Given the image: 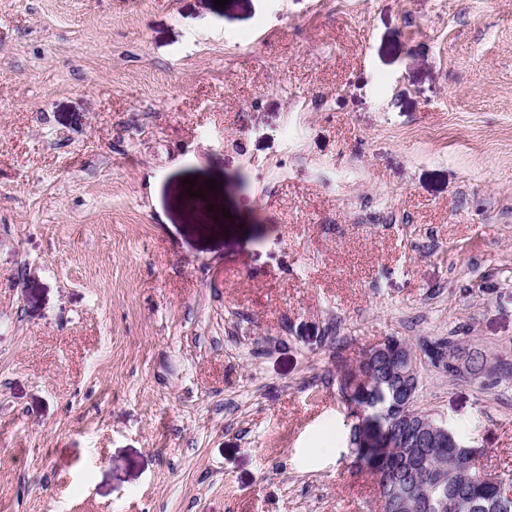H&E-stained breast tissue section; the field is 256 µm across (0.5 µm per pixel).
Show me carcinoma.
I'll list each match as a JSON object with an SVG mask.
<instances>
[{
    "label": "carcinoma",
    "instance_id": "obj_1",
    "mask_svg": "<svg viewBox=\"0 0 512 512\" xmlns=\"http://www.w3.org/2000/svg\"><path fill=\"white\" fill-rule=\"evenodd\" d=\"M336 390L348 416L359 410L367 416L364 430L351 421L347 445L353 447L365 438L374 441L373 447L360 449L355 468L375 483H385L380 512H512V501L481 479L475 463L464 462L474 449L451 428L443 447L425 449L423 461L404 473L394 470L409 453L404 447L406 421L424 413L415 402L401 401L394 386L380 379L366 353L353 361L339 360Z\"/></svg>",
    "mask_w": 512,
    "mask_h": 512
}]
</instances>
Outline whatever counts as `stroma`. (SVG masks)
Returning <instances> with one entry per match:
<instances>
[{"label": "stroma", "mask_w": 512, "mask_h": 512, "mask_svg": "<svg viewBox=\"0 0 512 512\" xmlns=\"http://www.w3.org/2000/svg\"><path fill=\"white\" fill-rule=\"evenodd\" d=\"M389 336L512 363V0H0V512H378ZM415 407L512 476V378Z\"/></svg>", "instance_id": "1"}]
</instances>
